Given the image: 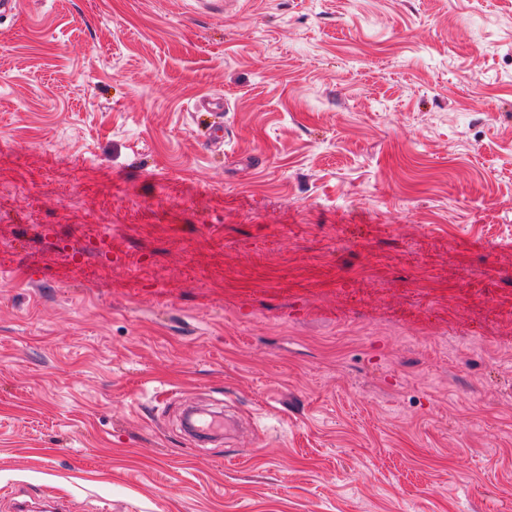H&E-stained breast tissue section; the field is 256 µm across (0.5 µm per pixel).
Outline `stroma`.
Masks as SVG:
<instances>
[{
  "mask_svg": "<svg viewBox=\"0 0 512 512\" xmlns=\"http://www.w3.org/2000/svg\"><path fill=\"white\" fill-rule=\"evenodd\" d=\"M27 495L512 512V0L0 15V512Z\"/></svg>",
  "mask_w": 512,
  "mask_h": 512,
  "instance_id": "stroma-1",
  "label": "stroma"
}]
</instances>
